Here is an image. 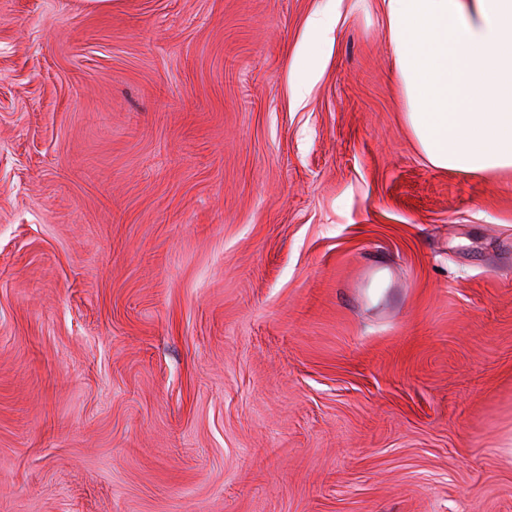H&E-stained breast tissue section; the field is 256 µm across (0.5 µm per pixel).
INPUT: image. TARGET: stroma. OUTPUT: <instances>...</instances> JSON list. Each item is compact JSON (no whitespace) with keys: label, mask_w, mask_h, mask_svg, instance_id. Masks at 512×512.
Instances as JSON below:
<instances>
[{"label":"stroma","mask_w":512,"mask_h":512,"mask_svg":"<svg viewBox=\"0 0 512 512\" xmlns=\"http://www.w3.org/2000/svg\"><path fill=\"white\" fill-rule=\"evenodd\" d=\"M0 512H512V170L382 0H0Z\"/></svg>","instance_id":"obj_1"}]
</instances>
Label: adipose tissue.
Listing matches in <instances>:
<instances>
[{"label":"adipose tissue","instance_id":"obj_1","mask_svg":"<svg viewBox=\"0 0 512 512\" xmlns=\"http://www.w3.org/2000/svg\"><path fill=\"white\" fill-rule=\"evenodd\" d=\"M407 122L434 168L512 169V0H384Z\"/></svg>","mask_w":512,"mask_h":512}]
</instances>
